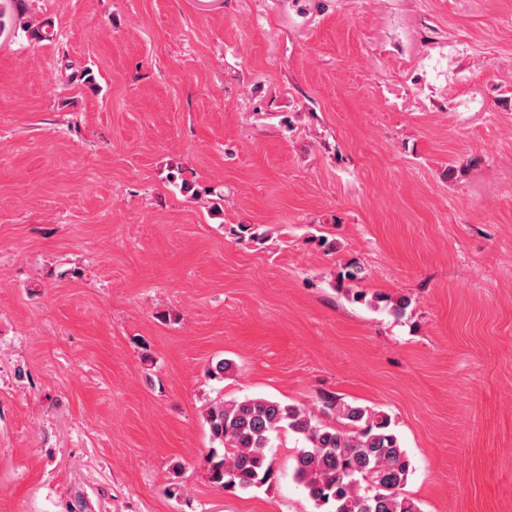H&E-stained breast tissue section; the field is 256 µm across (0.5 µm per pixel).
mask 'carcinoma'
Masks as SVG:
<instances>
[{"instance_id":"cac0c4a2","label":"carcinoma","mask_w":512,"mask_h":512,"mask_svg":"<svg viewBox=\"0 0 512 512\" xmlns=\"http://www.w3.org/2000/svg\"><path fill=\"white\" fill-rule=\"evenodd\" d=\"M397 317L406 313V296L375 294ZM328 423L295 405L264 397L219 402L206 409L212 447L207 460L210 481L226 491H246L275 477L266 449L283 429L302 436L295 477L322 512H421L403 494L412 465L388 414L333 395L323 399Z\"/></svg>"}]
</instances>
